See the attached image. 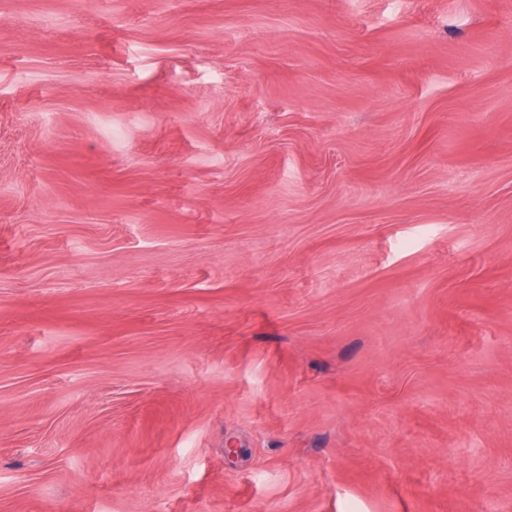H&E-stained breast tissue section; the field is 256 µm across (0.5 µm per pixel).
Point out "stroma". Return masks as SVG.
I'll return each instance as SVG.
<instances>
[{
  "instance_id": "stroma-1",
  "label": "stroma",
  "mask_w": 512,
  "mask_h": 512,
  "mask_svg": "<svg viewBox=\"0 0 512 512\" xmlns=\"http://www.w3.org/2000/svg\"><path fill=\"white\" fill-rule=\"evenodd\" d=\"M0 512H512V0H0Z\"/></svg>"
}]
</instances>
